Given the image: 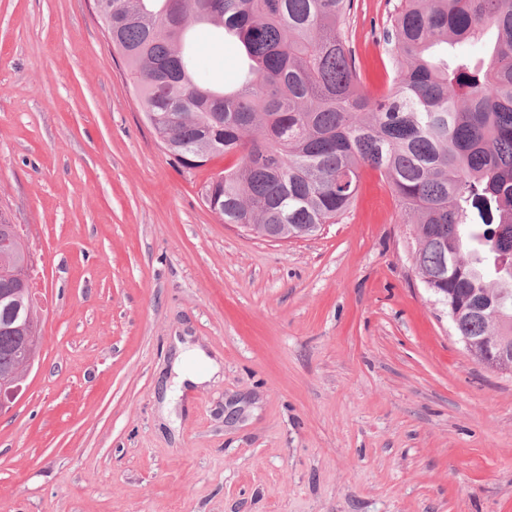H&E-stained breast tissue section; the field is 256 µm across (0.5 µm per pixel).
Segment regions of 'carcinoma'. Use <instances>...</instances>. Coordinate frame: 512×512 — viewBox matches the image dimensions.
I'll use <instances>...</instances> for the list:
<instances>
[{
    "label": "carcinoma",
    "instance_id": "1",
    "mask_svg": "<svg viewBox=\"0 0 512 512\" xmlns=\"http://www.w3.org/2000/svg\"><path fill=\"white\" fill-rule=\"evenodd\" d=\"M98 15L165 150L197 169L233 162L203 186L226 224L310 237L340 224L361 173H379L410 227L421 282L473 351L494 336L512 351V0H399L384 29L388 87L366 89L347 36L354 0H106ZM212 26L245 59L230 89L198 83L190 33ZM483 59L442 57L488 28ZM0 212V383L37 332L17 275L28 250ZM448 271H443V264ZM482 302L473 312L470 299Z\"/></svg>",
    "mask_w": 512,
    "mask_h": 512
}]
</instances>
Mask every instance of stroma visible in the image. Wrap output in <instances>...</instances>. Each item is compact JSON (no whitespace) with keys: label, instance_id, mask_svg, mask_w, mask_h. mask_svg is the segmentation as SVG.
<instances>
[{"label":"stroma","instance_id":"1","mask_svg":"<svg viewBox=\"0 0 512 512\" xmlns=\"http://www.w3.org/2000/svg\"><path fill=\"white\" fill-rule=\"evenodd\" d=\"M396 0H358L371 82ZM195 78L232 84L196 32ZM146 122L91 0H0V211L33 255L39 361L0 412V512H512V375L412 268L378 173L315 236L224 223ZM224 370L160 420L175 342Z\"/></svg>","mask_w":512,"mask_h":512}]
</instances>
